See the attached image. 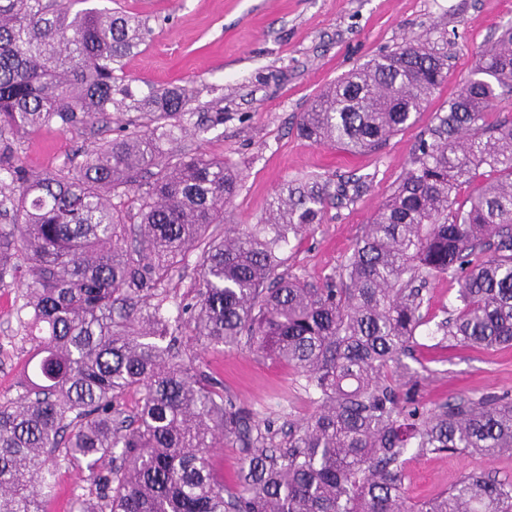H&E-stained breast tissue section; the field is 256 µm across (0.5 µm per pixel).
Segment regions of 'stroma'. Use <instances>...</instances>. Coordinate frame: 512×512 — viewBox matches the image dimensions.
<instances>
[{
  "mask_svg": "<svg viewBox=\"0 0 512 512\" xmlns=\"http://www.w3.org/2000/svg\"><path fill=\"white\" fill-rule=\"evenodd\" d=\"M148 17L153 35L125 61L140 88L192 84L201 102L224 97V123L185 137V147L223 159L241 188L224 209V223L250 229L265 217L276 192L314 176L338 184L363 178L350 199H330L322 224L283 252L285 272L322 286L345 262L375 211L390 195L418 149L423 132L466 80L478 53L512 23V0H119ZM443 48L448 73L410 125L380 149L350 153L302 138L298 121L327 84L405 42ZM81 133L41 128L23 139L20 155L36 172L62 165L91 146ZM448 278H429V322L417 333L414 359L429 377L418 398L426 406L460 395L512 396V347L495 350L442 342L437 326L455 307ZM17 286L0 287V399L13 398L29 361L21 340ZM224 382V394L255 417L287 431L312 410L293 371L242 343L203 356ZM469 470L512 477V458L408 452L403 488L412 499L448 488Z\"/></svg>",
  "mask_w": 512,
  "mask_h": 512,
  "instance_id": "stroma-1",
  "label": "stroma"
}]
</instances>
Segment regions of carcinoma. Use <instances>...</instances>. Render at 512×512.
<instances>
[{"label":"carcinoma","mask_w":512,"mask_h":512,"mask_svg":"<svg viewBox=\"0 0 512 512\" xmlns=\"http://www.w3.org/2000/svg\"><path fill=\"white\" fill-rule=\"evenodd\" d=\"M80 0H0V284L21 289L33 375L0 400V512H39L63 461L82 475L75 512H512V479L471 470L436 496H404L406 454L512 456V398L431 408L403 362L426 324L431 276L456 282L442 339L512 346V117L486 123L512 87V25L476 58L392 194L321 288L279 272L282 249L323 221L329 194L291 183L246 231L216 232L241 188L224 160L178 145L188 118L224 124V98L143 92L120 74L148 20ZM447 76V55L408 42L328 84L300 135L351 152L409 125ZM134 131L37 173L21 139L42 128ZM497 177L456 205L481 166ZM196 255L192 301L169 288ZM186 335V342L179 336ZM247 338L287 365L313 410L271 425L224 396L202 363ZM138 395L135 410L121 400ZM241 450L224 482L213 456Z\"/></svg>","instance_id":"carcinoma-1"}]
</instances>
